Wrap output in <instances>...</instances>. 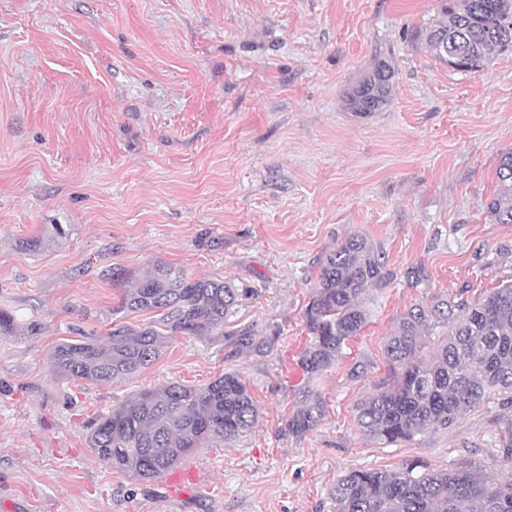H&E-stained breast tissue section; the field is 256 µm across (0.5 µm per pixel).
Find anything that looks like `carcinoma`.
Instances as JSON below:
<instances>
[{"label":"carcinoma","mask_w":512,"mask_h":512,"mask_svg":"<svg viewBox=\"0 0 512 512\" xmlns=\"http://www.w3.org/2000/svg\"><path fill=\"white\" fill-rule=\"evenodd\" d=\"M455 70L483 69L494 55L512 49V0H445L441 16L410 33ZM394 69L384 60L349 95L361 114L380 109L393 87ZM502 192L485 213L495 224H512V151L500 160ZM409 288L428 282L425 269L404 274ZM396 280L381 246L362 236L346 240L322 263L303 313L310 336L298 364L314 380L343 356L347 341L371 316L370 289ZM112 285L122 289L117 311H149L153 327L112 330L105 342L74 340L49 358L54 374L69 380L122 383L152 365L173 336L224 339L239 291L222 281L190 278L159 262L139 275L118 268ZM436 344L428 355L423 351ZM392 379L356 407V423L379 443L412 440L427 429L450 428L458 415L489 399L512 401V282L476 301L435 297L398 318L385 345ZM325 415V400L307 386L298 396L286 432L303 438ZM258 419L246 382L226 373L206 386H156L101 415L88 448L110 467L141 479L161 477L215 440L228 443ZM497 439L512 458V421ZM334 512H512V478L505 484L485 469L431 472L416 463L397 469L363 468L345 473L330 490Z\"/></svg>","instance_id":"obj_1"}]
</instances>
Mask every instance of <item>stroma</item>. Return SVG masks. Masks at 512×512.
Here are the masks:
<instances>
[{"label": "stroma", "instance_id": "stroma-1", "mask_svg": "<svg viewBox=\"0 0 512 512\" xmlns=\"http://www.w3.org/2000/svg\"><path fill=\"white\" fill-rule=\"evenodd\" d=\"M442 0H0V512H332L353 468L497 467L512 405L490 399L447 429L383 445L354 407L391 376L398 317L437 296L477 300L512 281V224L483 206L512 151V50L476 73L409 32ZM388 102L350 92L377 60ZM62 224L65 238L26 240ZM380 244L398 279L344 356L316 380L318 427L283 430L306 376L303 311L326 257L351 235ZM163 261L241 293L224 341L172 337L121 384L68 381L48 359L67 340L149 325L124 315L110 273ZM429 285L405 287L408 268ZM36 332H27L28 323ZM249 329L254 345L237 343ZM366 363L364 377L351 367ZM239 373L254 428L188 459L200 482L112 470L87 446L98 417L140 391ZM394 69L378 60L366 78L349 95V105L354 112L366 114L380 109L388 100L393 87Z\"/></svg>", "mask_w": 512, "mask_h": 512}]
</instances>
